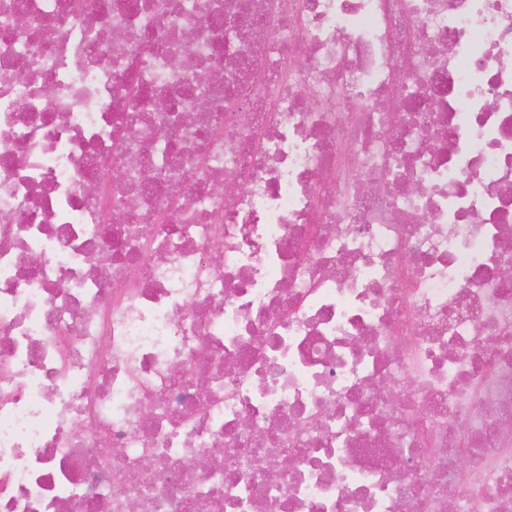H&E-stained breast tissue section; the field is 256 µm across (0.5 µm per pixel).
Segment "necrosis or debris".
Instances as JSON below:
<instances>
[{"mask_svg":"<svg viewBox=\"0 0 512 512\" xmlns=\"http://www.w3.org/2000/svg\"><path fill=\"white\" fill-rule=\"evenodd\" d=\"M507 265L512 0H0V512H512Z\"/></svg>","mask_w":512,"mask_h":512,"instance_id":"necrosis-or-debris-1","label":"necrosis or debris"}]
</instances>
